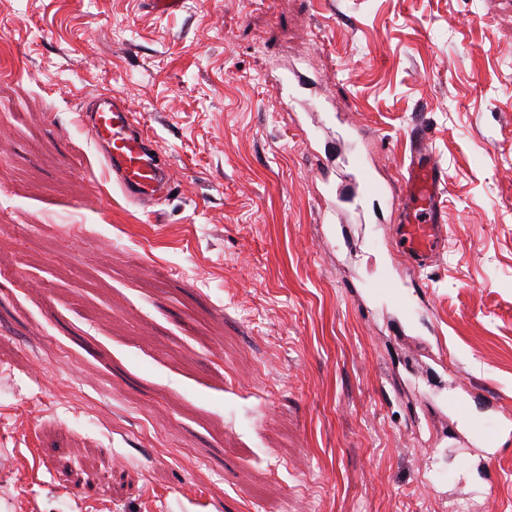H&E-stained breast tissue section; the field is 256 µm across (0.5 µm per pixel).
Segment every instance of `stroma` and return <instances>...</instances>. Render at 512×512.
<instances>
[{
	"instance_id": "1",
	"label": "stroma",
	"mask_w": 512,
	"mask_h": 512,
	"mask_svg": "<svg viewBox=\"0 0 512 512\" xmlns=\"http://www.w3.org/2000/svg\"><path fill=\"white\" fill-rule=\"evenodd\" d=\"M104 91L162 202L83 129ZM418 123L448 249L410 315L324 201ZM0 512H512V0H0ZM81 112H86L81 113L84 129L103 153L116 184L129 200L145 204L160 194L169 195L170 169L162 161L157 145L135 130L134 116L124 94H97L89 109Z\"/></svg>"
}]
</instances>
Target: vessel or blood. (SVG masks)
<instances>
[{"label": "vessel or blood", "mask_w": 512, "mask_h": 512, "mask_svg": "<svg viewBox=\"0 0 512 512\" xmlns=\"http://www.w3.org/2000/svg\"><path fill=\"white\" fill-rule=\"evenodd\" d=\"M81 120L129 200L145 204L170 193V169L156 154L155 144L136 131L124 94L95 95ZM428 139L424 127L412 129L409 163L396 184L382 183L368 168L360 170L363 204L376 210L385 205L397 212L398 220L389 226L388 237L414 274L432 267L448 244V228L439 203L447 174L430 150ZM374 290L403 309L412 307L411 296L390 277L380 279Z\"/></svg>", "instance_id": "1"}]
</instances>
